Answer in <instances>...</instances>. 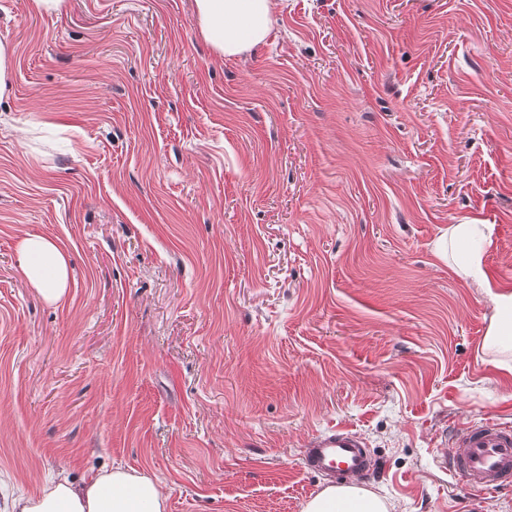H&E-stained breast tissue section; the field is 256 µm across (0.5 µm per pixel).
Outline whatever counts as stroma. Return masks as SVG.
<instances>
[{"mask_svg":"<svg viewBox=\"0 0 512 512\" xmlns=\"http://www.w3.org/2000/svg\"><path fill=\"white\" fill-rule=\"evenodd\" d=\"M0 470L156 477L166 512H302L341 425L395 512H512L433 460L512 423L485 293L435 255L493 228L512 291V0H287L217 57L193 0H0ZM40 235L66 298L19 268ZM14 49L6 42H0V98L11 89V67ZM19 266L25 280L48 303L63 300L68 291L69 264L60 247L49 238L32 235L23 239ZM304 464L316 473L364 477L371 467L366 440L358 433L336 427L314 436L307 445Z\"/></svg>","mask_w":512,"mask_h":512,"instance_id":"1","label":"stroma"}]
</instances>
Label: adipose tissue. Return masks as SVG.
<instances>
[{
  "mask_svg": "<svg viewBox=\"0 0 512 512\" xmlns=\"http://www.w3.org/2000/svg\"><path fill=\"white\" fill-rule=\"evenodd\" d=\"M276 0H194V19L203 39L219 57L237 58L263 44L276 20ZM487 224L449 225L436 245L437 256L461 282L488 287L483 257L490 244ZM19 266L25 280L48 303L63 300L68 291L69 264L49 238L23 239ZM492 315L483 349L498 369L512 373V292L491 297ZM167 497L146 474L120 468L104 469L76 483L57 475L44 481L35 495L20 494L10 512H166ZM391 502L355 483L328 486L305 503L303 512H390Z\"/></svg>",
  "mask_w": 512,
  "mask_h": 512,
  "instance_id": "adipose-tissue-1",
  "label": "adipose tissue"
}]
</instances>
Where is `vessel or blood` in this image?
I'll list each match as a JSON object with an SVG mask.
<instances>
[{
  "mask_svg": "<svg viewBox=\"0 0 512 512\" xmlns=\"http://www.w3.org/2000/svg\"><path fill=\"white\" fill-rule=\"evenodd\" d=\"M449 440L453 452L436 457L437 467L457 479L473 497L512 485V425L488 415L455 430ZM307 469L364 477L371 459L366 440L345 428L314 436L304 455Z\"/></svg>",
  "mask_w": 512,
  "mask_h": 512,
  "instance_id": "obj_1",
  "label": "vessel or blood"
}]
</instances>
